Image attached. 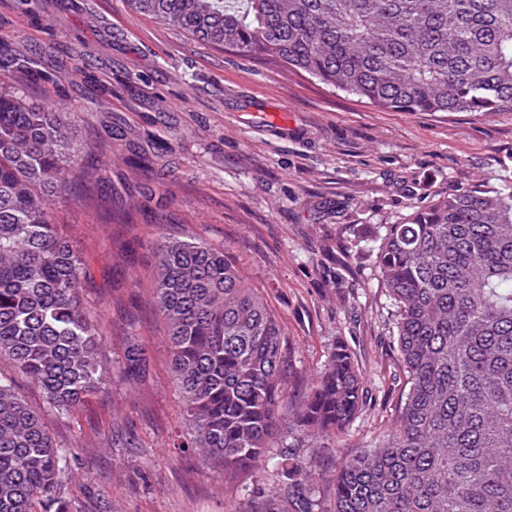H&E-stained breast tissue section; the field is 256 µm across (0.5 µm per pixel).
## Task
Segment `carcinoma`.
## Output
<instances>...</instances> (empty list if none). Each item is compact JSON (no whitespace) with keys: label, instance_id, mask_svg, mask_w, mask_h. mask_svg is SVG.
I'll return each instance as SVG.
<instances>
[{"label":"carcinoma","instance_id":"cac0c4a2","mask_svg":"<svg viewBox=\"0 0 512 512\" xmlns=\"http://www.w3.org/2000/svg\"><path fill=\"white\" fill-rule=\"evenodd\" d=\"M234 56L298 71L395 112H512V0H127ZM74 113L0 85V358L69 413L104 384L89 269L53 200L92 170L73 162ZM378 275L396 307L405 392L376 443L341 459L333 512H512V181L439 197L388 226ZM153 302L167 327L187 447L232 484L270 455L278 427L334 440L362 377L337 346L290 401L292 352L268 300L222 248L163 237ZM150 347L130 337L121 373L141 383ZM257 512H320L308 462L281 456ZM70 452L0 377V512H73Z\"/></svg>","mask_w":512,"mask_h":512}]
</instances>
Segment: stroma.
<instances>
[{
    "mask_svg": "<svg viewBox=\"0 0 512 512\" xmlns=\"http://www.w3.org/2000/svg\"><path fill=\"white\" fill-rule=\"evenodd\" d=\"M87 49L84 75L74 55ZM34 59L0 80L75 114L74 181L54 209L85 254L81 283L104 327L111 379L77 410H48L25 378L22 398L74 449L61 493L75 512H254L274 485L266 461L243 484L180 448L165 324L153 298L154 245L177 235L227 249L264 289L292 351L301 394L336 344L364 378L361 411L336 451L288 426L272 452L312 460L324 512L339 455L371 446L404 391L393 308L376 272L389 224L449 191L512 179V112H393L304 75L240 59L132 10L126 0H0V56ZM146 156L136 175L125 158ZM153 353L149 381L118 376L127 336Z\"/></svg>",
    "mask_w": 512,
    "mask_h": 512,
    "instance_id": "stroma-1",
    "label": "stroma"
}]
</instances>
